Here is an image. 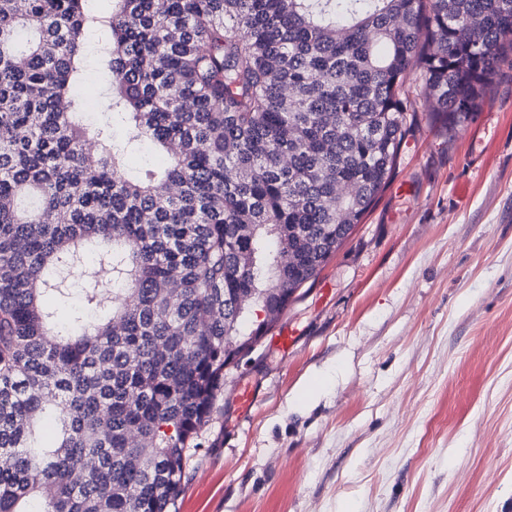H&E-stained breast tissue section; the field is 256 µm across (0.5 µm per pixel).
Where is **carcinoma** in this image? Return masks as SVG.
Segmentation results:
<instances>
[{
	"label": "carcinoma",
	"mask_w": 512,
	"mask_h": 512,
	"mask_svg": "<svg viewBox=\"0 0 512 512\" xmlns=\"http://www.w3.org/2000/svg\"><path fill=\"white\" fill-rule=\"evenodd\" d=\"M94 2L0 0V512H169L232 339L390 183L407 76L451 133L512 51V0Z\"/></svg>",
	"instance_id": "1"
}]
</instances>
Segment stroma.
Here are the masks:
<instances>
[{
    "instance_id": "stroma-1",
    "label": "stroma",
    "mask_w": 512,
    "mask_h": 512,
    "mask_svg": "<svg viewBox=\"0 0 512 512\" xmlns=\"http://www.w3.org/2000/svg\"><path fill=\"white\" fill-rule=\"evenodd\" d=\"M407 90L390 185L225 371L170 512H512V68L451 138Z\"/></svg>"
}]
</instances>
